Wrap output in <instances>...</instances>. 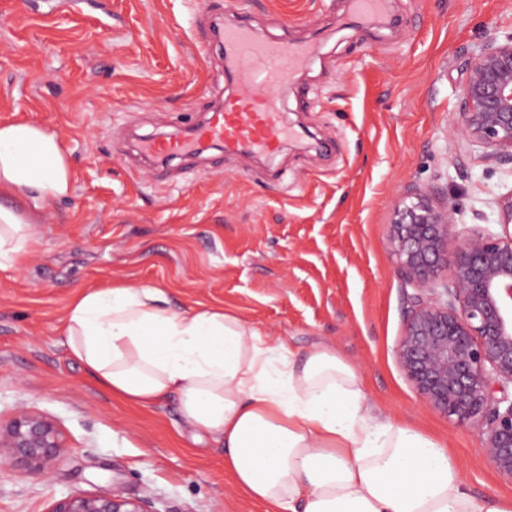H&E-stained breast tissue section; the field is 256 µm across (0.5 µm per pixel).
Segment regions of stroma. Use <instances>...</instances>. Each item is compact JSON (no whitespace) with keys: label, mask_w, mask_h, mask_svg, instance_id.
<instances>
[{"label":"stroma","mask_w":512,"mask_h":512,"mask_svg":"<svg viewBox=\"0 0 512 512\" xmlns=\"http://www.w3.org/2000/svg\"><path fill=\"white\" fill-rule=\"evenodd\" d=\"M385 3L393 28L365 33L350 0H64L50 14L0 0V125L55 132L72 175L71 194L38 211L34 251L0 270V421L42 412L66 453L48 478L0 468V512L110 483L154 512H263L235 491L223 446L192 442L177 396L129 405L62 345L73 297L121 280L178 310L224 308L299 357L332 346L376 412L447 442L476 499L512 496L477 432L427 406L396 361L406 292L387 242L406 185L448 189L466 225L494 223L493 199L512 191V171L456 133L466 61L512 35V0ZM219 17L315 44L282 101L296 137L268 160L212 149L136 170L135 136L175 133L222 96Z\"/></svg>","instance_id":"stroma-1"}]
</instances>
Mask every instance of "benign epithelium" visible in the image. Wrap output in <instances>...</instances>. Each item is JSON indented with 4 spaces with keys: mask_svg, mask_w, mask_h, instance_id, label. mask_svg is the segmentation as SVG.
Listing matches in <instances>:
<instances>
[{
    "mask_svg": "<svg viewBox=\"0 0 512 512\" xmlns=\"http://www.w3.org/2000/svg\"><path fill=\"white\" fill-rule=\"evenodd\" d=\"M459 94L461 136L480 159L512 166V35L490 39L467 63ZM500 230L456 224L457 201L432 186L407 187L389 218L388 245L404 285L414 290L404 312L395 357L433 409L475 428L482 452L512 477V191L494 198ZM454 260L448 262V246ZM66 446L56 424L20 408L0 424V463L50 475ZM49 512H152L113 485L69 494Z\"/></svg>",
    "mask_w": 512,
    "mask_h": 512,
    "instance_id": "benign-epithelium-1",
    "label": "benign epithelium"
}]
</instances>
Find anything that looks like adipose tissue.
<instances>
[{
	"mask_svg": "<svg viewBox=\"0 0 512 512\" xmlns=\"http://www.w3.org/2000/svg\"><path fill=\"white\" fill-rule=\"evenodd\" d=\"M70 189L56 134L0 125V197L38 210ZM35 244L31 223L0 205V270ZM60 334L114 397L149 407L177 394L194 440L223 445L236 490L265 512H512L511 497L488 507L471 495L444 442L374 415L328 345L299 360L221 308L177 311L163 289L125 281L77 294Z\"/></svg>",
	"mask_w": 512,
	"mask_h": 512,
	"instance_id": "ef3b65f1",
	"label": "adipose tissue"
}]
</instances>
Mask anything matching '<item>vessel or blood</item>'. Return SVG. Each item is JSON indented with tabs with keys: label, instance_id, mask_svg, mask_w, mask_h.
<instances>
[{
	"label": "vessel or blood",
	"instance_id": "obj_1",
	"mask_svg": "<svg viewBox=\"0 0 512 512\" xmlns=\"http://www.w3.org/2000/svg\"><path fill=\"white\" fill-rule=\"evenodd\" d=\"M216 39L224 50L232 89L219 109L176 136L143 144L142 151L156 158L201 152L221 145L225 152H253L274 156L292 137L280 98L286 95L296 72L315 55L313 47L285 40L258 37L244 23L224 28Z\"/></svg>",
	"mask_w": 512,
	"mask_h": 512
}]
</instances>
